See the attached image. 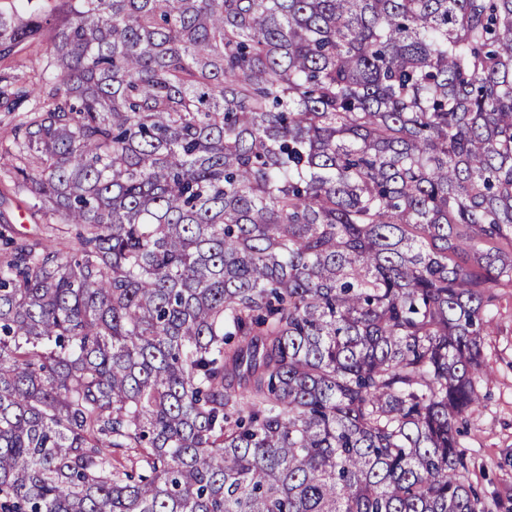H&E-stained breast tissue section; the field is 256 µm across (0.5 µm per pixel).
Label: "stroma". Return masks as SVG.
<instances>
[{"label": "stroma", "mask_w": 512, "mask_h": 512, "mask_svg": "<svg viewBox=\"0 0 512 512\" xmlns=\"http://www.w3.org/2000/svg\"><path fill=\"white\" fill-rule=\"evenodd\" d=\"M10 224L36 238H56L48 217L27 209V197L0 175V225ZM494 322L483 339L488 380L479 386L482 403L468 416L462 445L473 484L486 502L512 512V287L494 289Z\"/></svg>", "instance_id": "stroma-1"}]
</instances>
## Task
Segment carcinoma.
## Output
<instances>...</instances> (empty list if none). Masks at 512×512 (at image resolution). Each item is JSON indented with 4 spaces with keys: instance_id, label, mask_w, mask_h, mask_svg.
<instances>
[{
    "instance_id": "obj_1",
    "label": "carcinoma",
    "mask_w": 512,
    "mask_h": 512,
    "mask_svg": "<svg viewBox=\"0 0 512 512\" xmlns=\"http://www.w3.org/2000/svg\"><path fill=\"white\" fill-rule=\"evenodd\" d=\"M43 2L0 171L82 232L0 226V512H494L512 0ZM494 322L483 339L490 374L479 386L482 403L468 416L462 445L473 484L497 512H512V287L492 290Z\"/></svg>"
}]
</instances>
